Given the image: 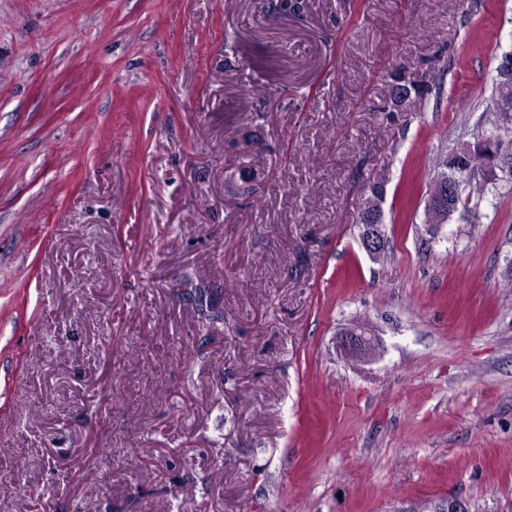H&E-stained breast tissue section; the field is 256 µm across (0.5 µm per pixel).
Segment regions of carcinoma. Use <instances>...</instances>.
Segmentation results:
<instances>
[{"mask_svg": "<svg viewBox=\"0 0 512 512\" xmlns=\"http://www.w3.org/2000/svg\"><path fill=\"white\" fill-rule=\"evenodd\" d=\"M498 101H503L512 108V78L497 79L485 109L487 121L494 129L505 130L510 134V138L505 139L502 135L492 132L489 134V137L493 138L492 150L477 148L461 163H453L446 156L440 159L432 177L427 199L430 200L439 194L442 183L453 181L459 186L458 195L452 200V209L456 211L461 207H467L472 200V194L481 192L485 185L504 179L512 180V164L506 167L499 165L501 158L512 161V111H492V107ZM481 168L484 169V176L479 184L475 185L473 172ZM386 184L387 180L382 176L370 183L368 196L360 205L359 217L378 213L377 199L381 198L380 191L386 189ZM177 287L181 288L182 301L188 306L190 322L196 332L203 337L213 335L218 330V323L223 321V317L214 308L210 285L201 281L196 282L187 275L177 284Z\"/></svg>", "mask_w": 512, "mask_h": 512, "instance_id": "1", "label": "carcinoma"}]
</instances>
